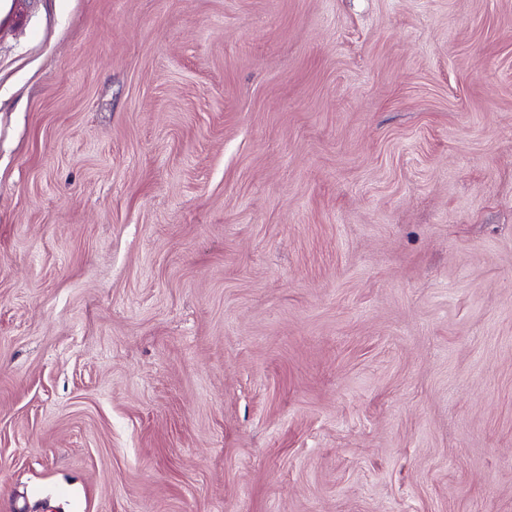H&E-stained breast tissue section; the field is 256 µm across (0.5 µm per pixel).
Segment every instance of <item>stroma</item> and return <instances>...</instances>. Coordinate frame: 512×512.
Masks as SVG:
<instances>
[{
	"mask_svg": "<svg viewBox=\"0 0 512 512\" xmlns=\"http://www.w3.org/2000/svg\"><path fill=\"white\" fill-rule=\"evenodd\" d=\"M0 512H512V0H31Z\"/></svg>",
	"mask_w": 512,
	"mask_h": 512,
	"instance_id": "1",
	"label": "stroma"
}]
</instances>
